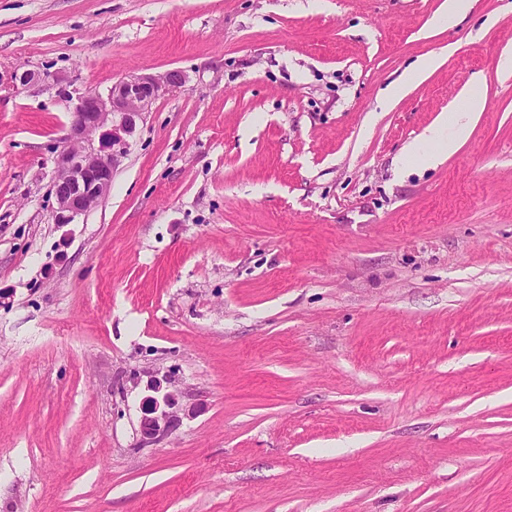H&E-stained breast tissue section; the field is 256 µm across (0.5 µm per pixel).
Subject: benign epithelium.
I'll return each instance as SVG.
<instances>
[{"instance_id": "1", "label": "benign epithelium", "mask_w": 512, "mask_h": 512, "mask_svg": "<svg viewBox=\"0 0 512 512\" xmlns=\"http://www.w3.org/2000/svg\"><path fill=\"white\" fill-rule=\"evenodd\" d=\"M41 79L43 75L28 70L1 71L0 89H15ZM185 83L186 74L171 69L159 75H130L113 84L105 95H76L64 145L54 157V223L71 224L99 205L111 190L114 173L127 155L129 137L139 122L158 98ZM171 384V377L166 376L147 385L148 395L141 401V447L161 441L179 425L182 415L194 413L179 405L178 394L169 389Z\"/></svg>"}]
</instances>
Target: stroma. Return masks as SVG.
Returning a JSON list of instances; mask_svg holds the SVG:
<instances>
[{
  "mask_svg": "<svg viewBox=\"0 0 512 512\" xmlns=\"http://www.w3.org/2000/svg\"><path fill=\"white\" fill-rule=\"evenodd\" d=\"M444 2L0 0V69L49 76L0 92V512H512V0ZM170 69L55 224L51 76ZM156 373L197 412L142 448ZM436 65L437 59L434 57L419 61L416 66L407 70L405 78L401 83L393 85L388 89L387 99L393 100L400 94L404 93L410 84L420 80L424 74L433 69ZM484 106L485 102L481 98L469 97L462 109L449 114L441 113L436 122L426 128L418 140L409 145L399 164L403 166L409 156L419 153L426 144L436 145V152L441 155L453 152L468 136L472 114L482 111Z\"/></svg>",
  "mask_w": 512,
  "mask_h": 512,
  "instance_id": "1",
  "label": "stroma"
}]
</instances>
